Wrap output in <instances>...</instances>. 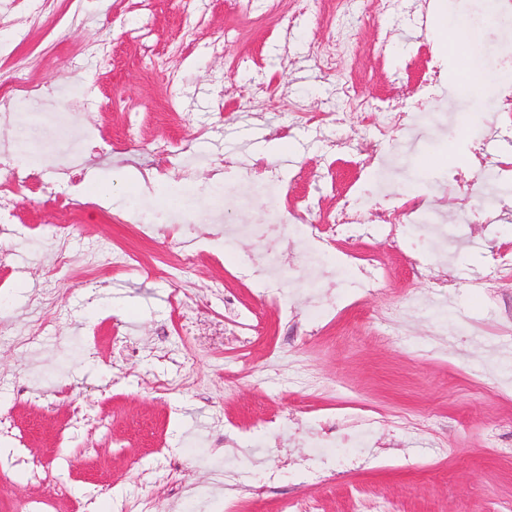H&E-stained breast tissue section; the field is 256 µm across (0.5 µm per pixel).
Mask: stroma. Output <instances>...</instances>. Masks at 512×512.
<instances>
[{
  "label": "stroma",
  "mask_w": 512,
  "mask_h": 512,
  "mask_svg": "<svg viewBox=\"0 0 512 512\" xmlns=\"http://www.w3.org/2000/svg\"><path fill=\"white\" fill-rule=\"evenodd\" d=\"M28 10L0 15V85L14 61L53 89L80 87L86 106L17 104L0 117V143L38 169L42 182L18 197L9 240L15 261L0 268V512L43 501L48 512H98L102 501L126 497L130 512H283L306 502L315 512H512V280L496 296L480 287L491 253L512 251V183L496 179L495 165L512 154V132L485 155V174L473 208L499 211L494 227L460 224L465 202L448 178V165L426 169L424 156L471 153L481 133L497 125V93L505 54H512V22H487L484 0H397L377 27H355L353 14L322 21L330 0H313L309 13L280 39L272 22L234 14L230 0H199L193 13L181 0H55L44 27ZM463 17L468 30L461 55L485 77L479 100L461 97L460 70L438 48V19ZM355 28L357 43L335 73L321 72L314 41L332 30ZM193 42L182 65L183 93L169 110L157 81L142 66L145 53L167 48L184 29ZM107 42L103 65L87 45ZM442 59L445 89L422 104L428 120L406 132L409 146L388 140L392 190L413 187L451 216L440 242L422 239L410 249L402 236L336 239L323 272L303 253L294 224L267 249L297 279L292 312L281 317L264 284L241 263L256 242L206 240L213 212L234 224H260L270 208L283 215L313 203L311 217L333 211L358 177L353 147L370 136L357 113L343 115L329 133L339 144L327 155L315 132L297 128L282 139L288 101L310 113L326 110L338 87L357 84L362 94L402 93L403 108L429 59ZM233 100H225V84ZM258 84L274 94L255 95ZM139 115L128 131L127 115ZM112 144L101 156L80 132ZM172 143L167 175L132 183L152 163V142ZM282 142L287 153L274 150ZM79 155L83 182L109 186V201L74 193L80 220L67 259L52 246L60 220L56 200L65 189L55 172L60 160ZM206 155L259 156L280 167V195L242 188L201 167L182 178L186 161ZM196 218L200 256L185 285L195 303L223 314L225 296L254 310L259 337L252 348L235 337L216 349L196 337L193 373L198 387L179 374L184 350L174 330L178 283L155 276L185 239L143 237L141 225L159 223L175 210ZM98 247V265L81 266ZM377 255L385 278L359 293V272L341 268L344 250ZM129 250L135 266H113L112 251ZM434 263L453 259L455 286L436 292L431 281L410 275L414 253ZM223 289H213L215 281ZM339 300L335 313L320 311L312 294ZM43 325L34 342L29 328ZM324 385H305L308 377ZM223 417L226 442L210 436ZM373 420L370 445L354 447L356 422ZM336 427L330 448L334 478L312 484L302 471L325 424Z\"/></svg>",
  "instance_id": "35a3bbf8"
}]
</instances>
